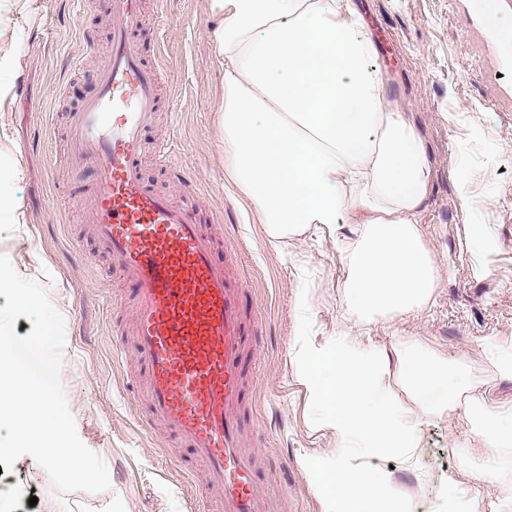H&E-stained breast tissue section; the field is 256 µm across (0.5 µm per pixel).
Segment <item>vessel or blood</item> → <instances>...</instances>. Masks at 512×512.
I'll use <instances>...</instances> for the list:
<instances>
[{"label": "vessel or blood", "instance_id": "vessel-or-blood-1", "mask_svg": "<svg viewBox=\"0 0 512 512\" xmlns=\"http://www.w3.org/2000/svg\"><path fill=\"white\" fill-rule=\"evenodd\" d=\"M110 21L96 92L69 116L74 166L91 171L79 198L90 237L114 272L133 284L135 347L147 372L150 421L174 434L220 492L224 512H268L253 460L242 445L246 320L242 288L201 210L176 203L146 184V133L159 110L162 63H147L135 34L145 0H83ZM155 162L178 172L177 147L154 145Z\"/></svg>", "mask_w": 512, "mask_h": 512}]
</instances>
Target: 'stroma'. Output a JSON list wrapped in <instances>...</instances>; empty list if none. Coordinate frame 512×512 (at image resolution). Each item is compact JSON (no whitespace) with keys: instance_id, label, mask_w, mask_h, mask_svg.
Returning <instances> with one entry per match:
<instances>
[{"instance_id":"35a3bbf8","label":"stroma","mask_w":512,"mask_h":512,"mask_svg":"<svg viewBox=\"0 0 512 512\" xmlns=\"http://www.w3.org/2000/svg\"><path fill=\"white\" fill-rule=\"evenodd\" d=\"M370 24L377 64L390 97L411 109L429 155L433 180L419 231L437 267L436 286L421 308L365 317L346 303L347 267L333 240L313 230L276 248L224 178L217 131L220 72L206 0H167L163 18L146 14L140 36L147 59L163 54L175 122L159 121L150 138L180 145L187 183L155 165L145 178L156 190L200 207L214 219L216 258L233 260L247 290V316L261 318L256 352L260 377L246 388L245 445L269 492V512H333L313 484L336 446L322 413L300 381L292 353L308 340L322 346L346 326L379 346L416 337L461 358L485 381L487 400L512 406V379L487 367L482 347L512 346V69L484 22L485 0H355ZM91 33L95 54L83 50ZM109 38L104 13L74 0H43L22 44L25 67L15 80L7 116L23 168L17 194L29 218L0 224V253L22 277L56 301L65 320L62 378L82 442L105 461L111 488L58 493L30 456L0 474L14 512H222L201 477L159 453L184 448L150 427L131 392L138 354L129 330V281L112 276L87 234L88 217L74 198L76 173L66 145L69 112L89 98ZM125 357L112 358L113 345ZM471 424L456 406L423 428L413 464L386 455L372 462L391 476L413 512H434L449 476L484 473L489 463ZM38 502L29 505L27 492Z\"/></svg>"}]
</instances>
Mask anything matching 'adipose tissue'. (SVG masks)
<instances>
[{"label":"adipose tissue","instance_id":"adipose-tissue-1","mask_svg":"<svg viewBox=\"0 0 512 512\" xmlns=\"http://www.w3.org/2000/svg\"><path fill=\"white\" fill-rule=\"evenodd\" d=\"M206 2L216 22L224 172L269 243L324 226L345 246L349 306L374 316L426 303L435 263L417 224L432 168L407 109L386 93L353 0ZM40 10V0H0V224L28 221L2 115L24 65L21 39ZM297 353L302 381L336 435L332 466L314 478L336 512H411L369 462L389 454L412 461L422 427L460 399L486 457L512 450V409L484 402L467 363L448 362L418 340L379 348L346 327ZM392 369L402 394L386 382Z\"/></svg>","mask_w":512,"mask_h":512}]
</instances>
